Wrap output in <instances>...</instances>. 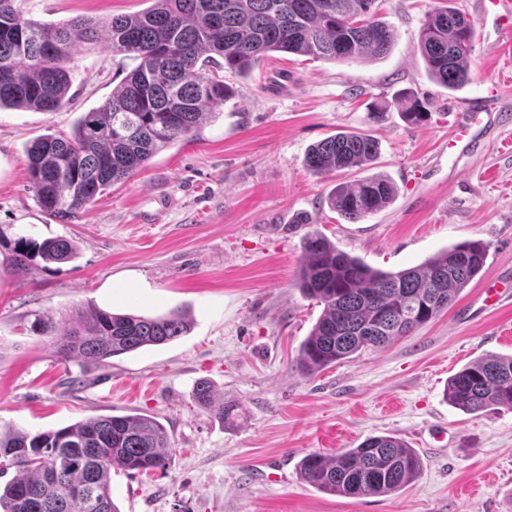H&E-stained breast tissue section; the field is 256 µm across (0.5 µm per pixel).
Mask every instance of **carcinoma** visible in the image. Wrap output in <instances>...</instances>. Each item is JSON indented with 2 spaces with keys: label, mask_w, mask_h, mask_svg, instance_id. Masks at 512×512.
<instances>
[{
  "label": "carcinoma",
  "mask_w": 512,
  "mask_h": 512,
  "mask_svg": "<svg viewBox=\"0 0 512 512\" xmlns=\"http://www.w3.org/2000/svg\"><path fill=\"white\" fill-rule=\"evenodd\" d=\"M17 0H0V109L55 112L71 77L67 63L81 45L139 60L101 106L82 115L71 136L45 134L26 148L30 188L40 209L70 221L97 195L141 170L159 151L193 133L224 109L233 90L218 70L244 75L271 52L334 63L382 59L395 33L378 16V0H153L147 10L101 23L76 18L42 23L25 17ZM475 25L443 7L426 15L418 46L429 77L458 90L470 81ZM404 118L415 125L428 113L413 95L402 96ZM378 142L347 131L313 145L306 156L317 175L345 173L372 161ZM394 186L377 177L339 183L328 203L356 224L389 204ZM46 262L76 255L64 237L44 240ZM488 246L455 244L425 263L397 272L375 269L310 232L303 241L297 282L322 314L300 347L298 367L316 373L380 350L409 336L449 309L483 269ZM65 359L109 358L172 342L190 322L178 309L161 316L78 309L57 329L51 316L34 323ZM448 400L468 413L512 409V356L474 361L448 380ZM196 403L224 421L234 406L197 383ZM0 454L15 476L0 485V512H120L112 499V469L164 470L172 457L167 429L147 415L97 416L57 430H0ZM416 449L395 435H377L334 456L316 452L299 462L302 482L332 495L383 496L421 473Z\"/></svg>",
  "instance_id": "carcinoma-1"
}]
</instances>
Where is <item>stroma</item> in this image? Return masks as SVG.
Instances as JSON below:
<instances>
[{
  "label": "stroma",
  "mask_w": 512,
  "mask_h": 512,
  "mask_svg": "<svg viewBox=\"0 0 512 512\" xmlns=\"http://www.w3.org/2000/svg\"><path fill=\"white\" fill-rule=\"evenodd\" d=\"M441 0H381L392 51L337 64L271 53L249 75L225 73L235 95L195 133L98 195L78 218L45 215L29 187L25 150L70 135L135 67L110 50L78 49L69 101L55 112L0 110V428L56 430L101 415L146 414L168 430L166 471H112L120 512H512V410L467 413L448 402L449 376L512 355V297L486 306L479 288L512 285V50L480 0H450L474 20L469 83L451 91L426 74L418 47ZM27 17L63 23L133 15L148 0H18ZM428 114L408 124L400 94ZM382 119H374L375 105ZM477 151L453 141L462 116ZM349 129L379 142L369 167L394 201L356 224L327 204L338 180L308 170L311 145ZM494 170L497 178L487 181ZM317 231L368 265L399 271L454 244L480 240L486 265L457 302L413 335L306 375L299 348L322 313L296 283L305 235ZM64 237L75 259L32 257L20 240ZM97 307L156 316L178 309L187 336L101 364L64 360L36 318L63 322ZM238 404L225 424L193 398L199 380ZM393 434L417 449L420 476L401 491L345 497L303 483L297 465Z\"/></svg>",
  "instance_id": "35a3bbf8"
}]
</instances>
